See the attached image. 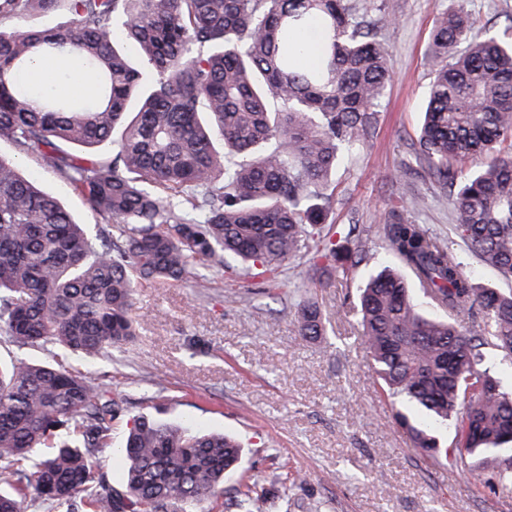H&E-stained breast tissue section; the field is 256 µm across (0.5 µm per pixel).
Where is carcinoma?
Segmentation results:
<instances>
[{
    "label": "carcinoma",
    "instance_id": "1",
    "mask_svg": "<svg viewBox=\"0 0 512 512\" xmlns=\"http://www.w3.org/2000/svg\"><path fill=\"white\" fill-rule=\"evenodd\" d=\"M61 12L56 29L17 18ZM390 18L365 0H0V140L66 178L100 216L77 223L0 156V343L41 350L0 366V512H197L222 498L242 461L237 439L143 413L124 441V488L94 459L109 447L122 399L70 358H110L137 335L142 283H178L232 255L269 282L301 253L319 277H348L362 231L327 227L325 194L339 160L362 147L391 79L382 41ZM318 45L304 67L289 35ZM133 42L140 66L122 43ZM38 55L89 75L75 100L26 80ZM432 74L416 161L448 190L455 235L483 264L512 276V40L475 31L461 11L435 22ZM119 136L117 151L97 149ZM397 204L379 234L394 265L359 288L361 339L397 419L417 448L440 452L437 425L471 459L478 482L512 488V392L484 366L512 363V292L475 287L461 253ZM448 319L420 312L410 284ZM473 315L465 332L455 318ZM299 332L325 335L303 302ZM250 483L226 508L288 512Z\"/></svg>",
    "mask_w": 512,
    "mask_h": 512
}]
</instances>
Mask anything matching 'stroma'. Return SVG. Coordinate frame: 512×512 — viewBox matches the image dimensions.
I'll list each match as a JSON object with an SVG mask.
<instances>
[{
	"label": "stroma",
	"instance_id": "stroma-1",
	"mask_svg": "<svg viewBox=\"0 0 512 512\" xmlns=\"http://www.w3.org/2000/svg\"><path fill=\"white\" fill-rule=\"evenodd\" d=\"M391 18L383 31L392 80L376 113L372 138L337 166L327 188L331 228L363 229L367 259L351 279L329 280L311 291L326 321L316 340L298 333V286L312 275L293 261L279 289L257 292L258 270L198 265L209 285L194 280L137 290L140 334L113 358L75 366L123 400L112 442L98 456L113 488L125 483L120 450L134 418L143 413L204 430L236 435L244 448L240 471L224 480L232 494L251 476L270 500L292 498L291 512H512V493L479 488L466 464L449 467L415 447L394 420L360 338L357 291L387 259L377 232L385 211L406 188L415 202L404 215L448 236L454 222L445 191L415 162L421 108L430 83L427 65L436 15L462 9L476 27L512 31V0H375ZM21 169L57 198L81 224L99 223L70 183L41 160ZM235 302H226L228 292Z\"/></svg>",
	"mask_w": 512,
	"mask_h": 512
}]
</instances>
